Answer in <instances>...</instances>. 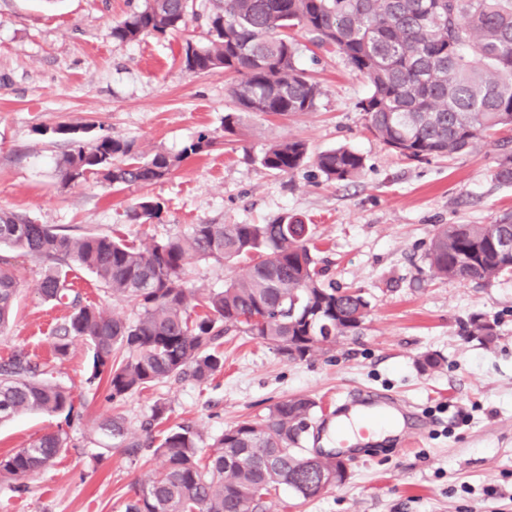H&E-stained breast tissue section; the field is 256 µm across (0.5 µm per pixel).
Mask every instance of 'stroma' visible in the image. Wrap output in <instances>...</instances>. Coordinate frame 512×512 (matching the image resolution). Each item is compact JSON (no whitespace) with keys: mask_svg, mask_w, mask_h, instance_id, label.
I'll return each instance as SVG.
<instances>
[{"mask_svg":"<svg viewBox=\"0 0 512 512\" xmlns=\"http://www.w3.org/2000/svg\"><path fill=\"white\" fill-rule=\"evenodd\" d=\"M143 4L0 0V210L73 236L108 234L142 247L188 234L195 224H266L285 215L310 226L324 282L362 289L369 316L359 335L337 337L305 361L231 334L221 347L224 369L209 380L187 373L112 401L86 382L87 341L73 340L63 358L53 352L52 332L69 311L38 291L48 260L15 256L21 291L16 316L0 334V362L28 353L73 392L78 414L67 421L23 412L0 423V455L64 423L70 436L50 467L25 478L23 492L0 478V512H125L138 480L162 460L144 450L101 449V425L110 416L139 438L161 404L165 427H191L207 445L225 428L305 395L317 403L306 443L312 451L323 449L328 435L323 415L341 396L368 391L410 402L423 432L404 447L392 437L350 452L344 484L309 501L280 489L266 512H512V276L464 284L434 277L426 259L439 226L512 216V185L493 176L512 131L450 159H403L366 128L358 108L366 83L336 52L298 31L300 66L323 91L316 111L246 115L237 135H225L224 115L236 109L229 76L192 75L180 64L186 40L204 42L212 0H193L185 29L113 42L112 25ZM61 125L89 126L90 137L129 140L147 154L179 153L201 132L215 145L152 185L65 183ZM288 139L306 141L314 154L349 146L363 155L364 171L341 185L310 163L290 175L262 168L261 153ZM145 197L164 201L162 217L132 223L127 213ZM233 275L231 267L194 258L186 285L205 294ZM69 280L85 301L135 318L136 307L113 299L89 271L72 267ZM476 314L497 320L493 342L463 336ZM426 354L439 358L438 368H421Z\"/></svg>","mask_w":512,"mask_h":512,"instance_id":"35a3bbf8","label":"stroma"}]
</instances>
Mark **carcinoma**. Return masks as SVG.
Listing matches in <instances>:
<instances>
[{
    "instance_id": "obj_1",
    "label": "carcinoma",
    "mask_w": 512,
    "mask_h": 512,
    "mask_svg": "<svg viewBox=\"0 0 512 512\" xmlns=\"http://www.w3.org/2000/svg\"><path fill=\"white\" fill-rule=\"evenodd\" d=\"M191 0H145L110 28L116 43L144 35L164 37L186 26ZM302 30L317 47L342 54L367 83L358 103L367 130L407 160L448 157L472 149L494 132L512 128V0H218L206 43L183 48L182 65L194 75L226 72L237 111L224 115L234 135L242 116H290L312 112L322 95L298 62L291 31ZM86 127L68 128L70 150L61 167L66 181L101 177L112 184L158 182L186 158L213 146L201 132L181 153L141 152L134 142L102 135L84 142ZM327 180L350 182L364 158L348 147L310 153L291 139L267 148L260 165L291 174L308 160ZM494 178L512 184V150L496 161ZM163 203L143 199L128 212L133 223L160 217ZM62 264L75 262L94 274L112 296L138 308L130 321L82 301L60 266L45 271L39 291L71 313L54 330L57 357L71 342L91 343L90 383H105L112 401L193 369L204 382L224 367V336L242 333L295 347L308 360L323 347L310 336H347L365 324L369 302L361 291L324 285L312 235L299 239L288 217L268 224H195L191 233L149 247L110 235L74 237L11 212L0 211V247ZM201 257L240 265V272L211 292L206 313L192 316L188 260ZM427 260L432 272L462 282L512 276V220L443 225ZM20 278L0 256V331L16 308ZM465 335L491 343L497 321L474 316ZM316 402L294 397L276 403L260 421L244 420L213 439L207 452L200 435L184 427L155 441L127 436L124 422L109 417L102 430L114 448H151L163 466L146 475L125 512H261L264 499L285 486L304 500L319 496V473L336 468L331 457L310 461L304 443ZM70 390L22 354L0 365V420L19 411L71 415ZM67 445V432L45 434L0 456V477L27 478L51 465Z\"/></svg>"
}]
</instances>
